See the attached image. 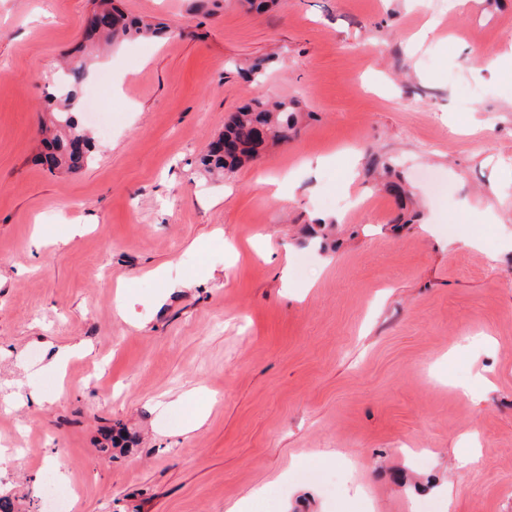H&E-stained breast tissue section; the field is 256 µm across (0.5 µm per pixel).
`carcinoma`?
<instances>
[{
    "label": "carcinoma",
    "instance_id": "carcinoma-1",
    "mask_svg": "<svg viewBox=\"0 0 512 512\" xmlns=\"http://www.w3.org/2000/svg\"><path fill=\"white\" fill-rule=\"evenodd\" d=\"M94 9L112 12V23L105 29H88L92 43L100 41L115 44L122 40L147 37L157 33V27L151 24H140L127 20L114 11L112 0H92ZM86 75L84 59L71 60L68 72L55 87V99L58 106L53 113V150L58 152L56 164L63 169L73 170L94 160L91 140L86 130L75 119L72 108L76 100V88L83 82ZM300 113L294 104L285 100L270 102L256 100L241 107L232 114L224 124L222 139L234 140L242 145L240 153L226 156L217 149H209L203 155L201 164L209 174H222L224 170L242 164L254 157L258 150L253 133L260 127L265 131L266 139L271 145L288 142L292 133L297 131Z\"/></svg>",
    "mask_w": 512,
    "mask_h": 512
}]
</instances>
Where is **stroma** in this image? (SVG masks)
<instances>
[{
  "mask_svg": "<svg viewBox=\"0 0 512 512\" xmlns=\"http://www.w3.org/2000/svg\"><path fill=\"white\" fill-rule=\"evenodd\" d=\"M116 4L177 34L88 62L95 160L53 173L41 126L92 3L0 0V492L15 512H50L62 472L66 512H225L259 485L249 512H512V69L477 57L512 49V0ZM256 98L295 101L297 134L211 178L202 154ZM197 402L207 417L183 430ZM109 430L131 443L108 461Z\"/></svg>",
  "mask_w": 512,
  "mask_h": 512,
  "instance_id": "stroma-1",
  "label": "stroma"
}]
</instances>
